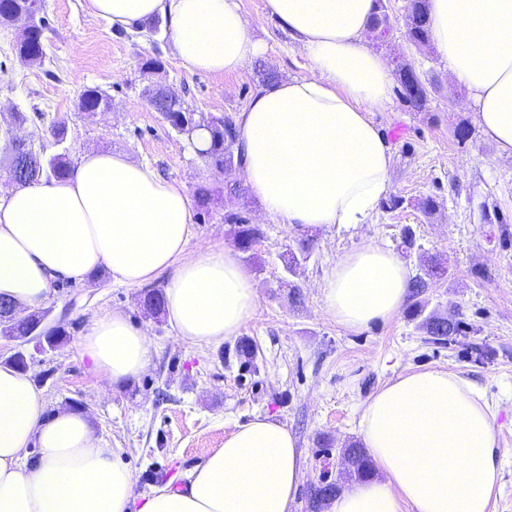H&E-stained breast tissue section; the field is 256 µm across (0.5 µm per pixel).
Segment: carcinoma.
Listing matches in <instances>:
<instances>
[{"label":"carcinoma","mask_w":512,"mask_h":512,"mask_svg":"<svg viewBox=\"0 0 512 512\" xmlns=\"http://www.w3.org/2000/svg\"><path fill=\"white\" fill-rule=\"evenodd\" d=\"M376 13L373 16L369 30L386 34L389 32L390 15L384 0H376ZM37 12L34 8V0H0V19L5 22L22 20L25 22L17 42V53L30 61H40L44 56L42 45V26L36 20ZM406 38L416 46H427L431 42V33L428 21L427 0H409L406 6ZM401 93L404 99L415 109L426 108L428 96L426 89L417 78L414 69L405 64L400 69ZM111 108L108 95L95 87H89L82 91L78 100V110L82 112L105 113ZM163 120L178 135L190 138L195 130L205 128L210 133V146L207 151L200 153L205 161L211 164H224L227 162L225 151L235 145V131L232 126V118L227 121H217L204 115L190 112L184 107L183 101L178 100L167 104L166 111L161 113ZM49 143L58 147L67 140L68 127L65 123L57 121L48 129ZM11 155H23L27 158V174L22 184L32 185L43 180L64 179L71 170V162L67 151L49 153L47 146L40 145L36 148L32 143L14 146L8 145ZM224 223L233 226L234 242L237 248L247 258H253L252 251L255 244L262 237L258 225L250 223L249 219L239 212H227L224 214ZM313 249L312 240L301 238L296 241V247L289 248L284 255V271L291 277L298 275L300 267L310 257ZM421 270L424 276L417 277L411 288L414 292L425 287V279L442 278L447 275V268L433 261L431 258L420 256ZM163 293L158 288H147L142 293L144 310L151 315L162 312ZM410 317L419 321L420 326L426 332L438 340L451 336H458L462 332L459 321H450L435 313L425 312V307L416 302L410 310ZM344 461L350 469L348 475L358 479H367L372 475L373 465L366 449L361 443L354 442L344 448ZM341 490L337 482H321L310 488L309 506L312 512H318L322 501L332 499Z\"/></svg>","instance_id":"1"}]
</instances>
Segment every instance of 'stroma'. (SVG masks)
<instances>
[{"mask_svg":"<svg viewBox=\"0 0 512 512\" xmlns=\"http://www.w3.org/2000/svg\"><path fill=\"white\" fill-rule=\"evenodd\" d=\"M254 39L266 45L236 74L215 76L186 71L166 33L122 31L94 17L85 0H43L38 13L45 24V57L32 64L15 50L19 27L0 23V185L12 187L5 135L37 140L48 122H66L70 155L83 150H114L148 163L163 178L183 185L194 198L195 234L187 250L231 244L225 211L243 212L258 224L262 237L255 261L246 263L259 295L255 317L239 337L221 344L194 346L177 336L166 316L151 317L140 291L114 284L100 272L87 285L56 284L46 303L47 326L64 327L65 341L35 356L28 373L47 411L87 406L103 445L117 449L139 477L138 491L155 488L151 474L168 471L172 488L212 449L221 447L235 424L271 415L296 436L304 480L293 512H310L309 490L320 478L335 479L344 466L341 454L358 440V420L369 398L398 375L443 368L458 373L486 397L495 417L497 462L502 479L492 495V512H512V156L499 154L480 129L465 87L454 83L447 61L435 47L416 48L405 36L408 0H385L392 22L389 36L367 32L364 43L390 71L410 64L427 89L426 109L415 110L391 91L390 101L373 119L383 133L405 129L392 141L390 199L380 203L371 223L328 225L313 231L292 229L264 212L248 192L226 200L202 202L198 187L223 191L243 184L241 172L224 174L193 152L147 103L143 91L153 83L169 86L190 111L236 115L243 111L268 68L286 81L308 75L310 62L301 44L269 16L265 0H237ZM160 56L161 70L142 69L146 58ZM103 90L110 112H81L79 93ZM29 114L16 126L12 113ZM472 130L466 141L454 135L460 124ZM438 203L433 214L418 200ZM499 211L502 223H488ZM417 244L437 256L448 275L432 280L420 296L427 310L460 320L466 335L440 344L428 336L408 310L367 330L345 331L325 313L320 282L330 262L369 242L397 247L404 228ZM314 240L310 258L297 280L300 299L284 283L282 256L294 240ZM105 310L125 312L146 330L154 353L149 367L129 384L102 381L84 356L81 340ZM254 345L253 365L236 355L239 341ZM482 346L484 356L473 353Z\"/></svg>","mask_w":512,"mask_h":512,"instance_id":"stroma-1","label":"stroma"}]
</instances>
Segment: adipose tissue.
<instances>
[{
  "mask_svg": "<svg viewBox=\"0 0 512 512\" xmlns=\"http://www.w3.org/2000/svg\"><path fill=\"white\" fill-rule=\"evenodd\" d=\"M114 27L166 21L183 67L242 71L262 53L237 0H89ZM305 50L310 75L259 90L235 119L249 193L292 228L369 223L390 190L391 148L372 114L388 101L385 62L362 42L374 0H266ZM432 40L473 100L478 124L512 155V0H428ZM192 200L183 186L120 152H79L62 180L0 190V298L17 310L49 299L52 284L107 270L140 287L168 275L165 313L192 344L240 334L259 298L231 248L188 253ZM411 269L368 243L332 261L325 312L361 332L395 318ZM82 350L118 386L149 366L153 345L119 311L88 326ZM359 430L377 478L353 482L327 512H491L501 479L494 416L457 373L438 368L388 381ZM38 448L30 457V448ZM304 476L287 426L257 415L184 476L185 487L136 491L135 472L104 447L89 418L46 412L24 373L0 363V512H290Z\"/></svg>",
  "mask_w": 512,
  "mask_h": 512,
  "instance_id": "ef3b65f1",
  "label": "adipose tissue"
}]
</instances>
